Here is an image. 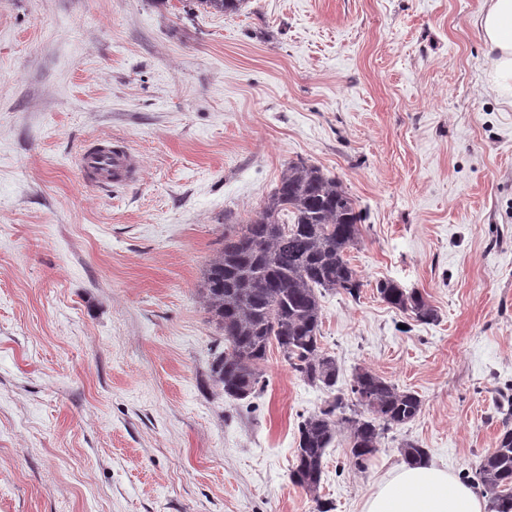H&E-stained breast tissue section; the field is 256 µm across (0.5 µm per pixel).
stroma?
<instances>
[{"label":"stroma","mask_w":512,"mask_h":512,"mask_svg":"<svg viewBox=\"0 0 512 512\" xmlns=\"http://www.w3.org/2000/svg\"><path fill=\"white\" fill-rule=\"evenodd\" d=\"M482 0H0V512H361L412 441L466 482L512 384V107ZM112 138L135 179L87 185ZM299 160L362 210L358 297L325 293L321 347L423 401L358 466L338 435L317 495L289 479L330 399L270 345L236 400L208 377L225 224ZM390 279L436 309L415 321ZM380 298L388 305L403 312H410L414 318L424 324L437 319L436 310L417 290L402 288L393 280H381L376 285Z\"/></svg>","instance_id":"obj_1"}]
</instances>
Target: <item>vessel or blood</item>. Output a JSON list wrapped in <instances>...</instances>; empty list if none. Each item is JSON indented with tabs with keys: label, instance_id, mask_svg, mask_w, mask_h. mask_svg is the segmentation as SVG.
Segmentation results:
<instances>
[{
	"label": "vessel or blood",
	"instance_id": "b4317fda",
	"mask_svg": "<svg viewBox=\"0 0 512 512\" xmlns=\"http://www.w3.org/2000/svg\"><path fill=\"white\" fill-rule=\"evenodd\" d=\"M78 163L88 183L109 186L128 182L138 166V159L127 147L103 139L85 147Z\"/></svg>",
	"mask_w": 512,
	"mask_h": 512
}]
</instances>
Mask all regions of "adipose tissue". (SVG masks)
<instances>
[{"instance_id": "obj_1", "label": "adipose tissue", "mask_w": 512, "mask_h": 512, "mask_svg": "<svg viewBox=\"0 0 512 512\" xmlns=\"http://www.w3.org/2000/svg\"><path fill=\"white\" fill-rule=\"evenodd\" d=\"M492 56L493 90L512 87V0H488L477 19ZM478 488L448 470L405 464L381 482L362 512H485Z\"/></svg>"}]
</instances>
